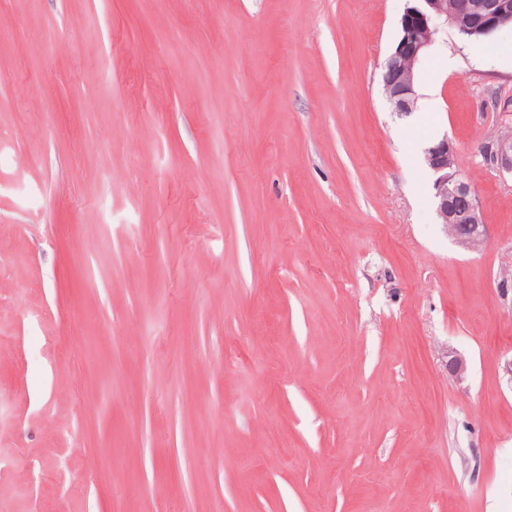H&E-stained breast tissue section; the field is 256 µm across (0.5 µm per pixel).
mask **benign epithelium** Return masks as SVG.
Returning a JSON list of instances; mask_svg holds the SVG:
<instances>
[{
	"label": "benign epithelium",
	"mask_w": 512,
	"mask_h": 512,
	"mask_svg": "<svg viewBox=\"0 0 512 512\" xmlns=\"http://www.w3.org/2000/svg\"><path fill=\"white\" fill-rule=\"evenodd\" d=\"M512 17V0H411L399 21V37L384 64V93L398 103L397 115L411 114L419 99L416 63L445 29L484 38ZM498 171L512 174V132L500 135L484 149ZM424 162L434 174L433 197L438 218L448 236L459 245L476 249L484 241L479 203L471 186L454 171L455 147L444 136L424 149Z\"/></svg>",
	"instance_id": "1"
}]
</instances>
